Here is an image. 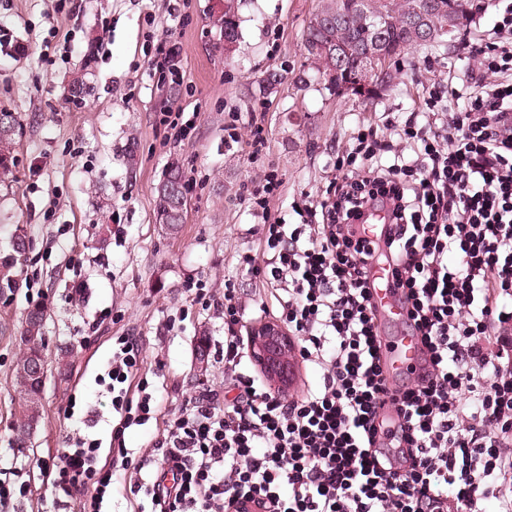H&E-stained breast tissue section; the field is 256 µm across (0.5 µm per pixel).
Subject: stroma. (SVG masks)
<instances>
[{"mask_svg":"<svg viewBox=\"0 0 512 512\" xmlns=\"http://www.w3.org/2000/svg\"><path fill=\"white\" fill-rule=\"evenodd\" d=\"M222 0H0V109L21 133L15 167L0 181V257L16 230L30 241L23 286L0 302V482L14 493L0 512H74L54 498L45 463L76 436L112 446L119 398L151 394L157 411L124 434L133 459L154 455L165 421L187 400L224 392L218 352L224 322L198 299L193 283L232 277L247 311L238 335L275 321L274 287L238 270L240 252L257 249L265 220L299 223L305 203L326 195L337 157L359 127L385 128L417 113L437 84L469 86V60L447 49L410 50L399 79L369 101L337 97L311 74L303 34L317 0H242L241 38L225 50L209 16ZM180 49L181 77L160 83L147 64L158 42ZM87 92L68 97L74 75ZM180 112L194 130L168 139L160 123ZM263 115L265 147L252 157V118ZM241 135L231 141L227 129ZM136 164H128V151ZM185 173L188 212L178 232L154 217L156 189L171 162ZM281 186L267 211L251 196L260 174ZM49 313L47 355L67 351V376L49 369L42 418L31 446L9 441L17 393L13 366L22 318L32 305ZM142 343L137 384L112 381L121 336ZM140 475L118 470L101 512H148L132 488Z\"/></svg>","mask_w":512,"mask_h":512,"instance_id":"35a3bbf8","label":"stroma"}]
</instances>
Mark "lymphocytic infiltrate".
I'll return each mask as SVG.
<instances>
[{
  "label": "lymphocytic infiltrate",
  "mask_w": 512,
  "mask_h": 512,
  "mask_svg": "<svg viewBox=\"0 0 512 512\" xmlns=\"http://www.w3.org/2000/svg\"><path fill=\"white\" fill-rule=\"evenodd\" d=\"M498 39L464 43L475 95L460 109L429 91L434 125L406 123L391 152L360 128L338 159L327 200L298 224L262 225V253L238 264L279 286L278 318L321 383L285 400L245 374L235 327L243 304L225 283V404L202 395L166 421L155 456L132 460L125 429L148 421L151 396L125 404L112 454L143 472L151 512H512V0ZM387 207L383 243L367 211ZM387 265L417 340L396 383L370 272ZM52 486L79 512H98L112 481L96 449L72 448Z\"/></svg>",
  "instance_id": "obj_1"
}]
</instances>
